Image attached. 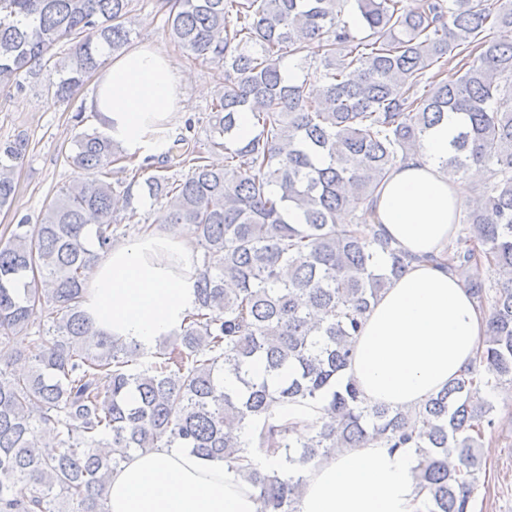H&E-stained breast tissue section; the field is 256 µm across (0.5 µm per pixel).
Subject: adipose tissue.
Wrapping results in <instances>:
<instances>
[{"label":"adipose tissue","instance_id":"adipose-tissue-1","mask_svg":"<svg viewBox=\"0 0 512 512\" xmlns=\"http://www.w3.org/2000/svg\"><path fill=\"white\" fill-rule=\"evenodd\" d=\"M107 135L139 157L165 152L154 134L183 106L174 62L149 46L126 50L102 68L91 99ZM453 118L397 163L375 194L385 237L416 261L371 306L344 372L363 396L398 408L420 407L476 357L487 329L458 279L435 264L457 230L468 183L442 170ZM199 255L189 237L154 232L113 245L86 285L83 308L93 326L153 349L178 327L195 301ZM414 451L371 443L337 452L305 471L299 512H419ZM109 512H256V490L219 460L158 447L137 453L107 485Z\"/></svg>","mask_w":512,"mask_h":512}]
</instances>
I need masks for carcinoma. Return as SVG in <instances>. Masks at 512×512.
<instances>
[{
  "mask_svg": "<svg viewBox=\"0 0 512 512\" xmlns=\"http://www.w3.org/2000/svg\"><path fill=\"white\" fill-rule=\"evenodd\" d=\"M133 2L0 0V83L69 102L130 43ZM346 2L163 0L169 38L224 68L207 129L222 167L182 135L181 177L150 173L145 158L114 180L112 166L136 157L72 116L78 175L0 239V512H108L112 472L160 443L224 461L258 490L256 512H298L307 464L372 442L415 449L425 512H472L476 448L494 425L483 394L512 385V0H354L352 22ZM313 44L323 73L310 96L281 68L288 55L303 67ZM244 111L254 132L240 141ZM450 113L448 178L473 164L488 177L431 260L489 311L488 329L470 366L404 411L367 401L343 372L366 313L411 262L382 235L374 196ZM24 152L22 139L0 145V208ZM141 177L161 203L155 223L202 251L194 307L153 351L95 332L81 309L121 224L153 231L133 207ZM486 263L507 271L496 288L479 279ZM37 311L41 347L17 371ZM317 402L324 416L304 428L275 415Z\"/></svg>",
  "mask_w": 512,
  "mask_h": 512,
  "instance_id": "1",
  "label": "carcinoma"
}]
</instances>
